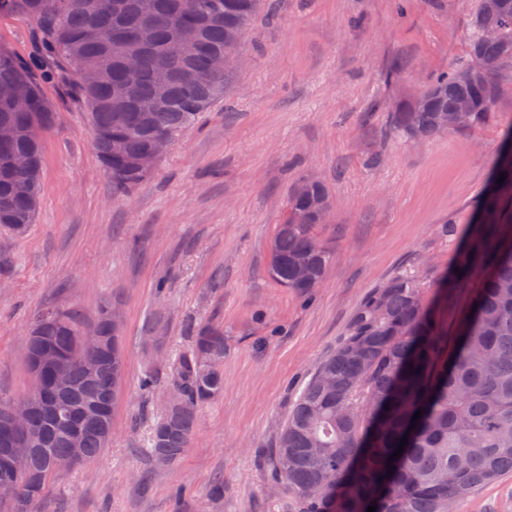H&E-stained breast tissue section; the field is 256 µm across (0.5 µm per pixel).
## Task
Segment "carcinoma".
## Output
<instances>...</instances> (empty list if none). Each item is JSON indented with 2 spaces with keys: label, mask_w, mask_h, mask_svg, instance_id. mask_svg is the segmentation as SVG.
Here are the masks:
<instances>
[{
  "label": "carcinoma",
  "mask_w": 512,
  "mask_h": 512,
  "mask_svg": "<svg viewBox=\"0 0 512 512\" xmlns=\"http://www.w3.org/2000/svg\"><path fill=\"white\" fill-rule=\"evenodd\" d=\"M262 0H0V15L30 18L41 53L23 61L0 47V124L21 134L0 140V230L15 235L38 209L42 133L55 112L42 82H64L90 115L95 150L112 192L124 195L148 176L132 168L158 139L174 142L201 112L224 97L228 71L215 56L240 42ZM494 9L501 27L486 39ZM197 32L176 44L186 26ZM470 61L422 85L420 100L388 113L391 135L425 141L484 125L503 94L499 72L512 64V0H477ZM172 73L167 103L156 110V77ZM467 105V113L458 111ZM121 150L113 152V143ZM480 219L450 228L458 242L436 279L402 273L356 308L344 339L299 391L273 450L276 473L296 497L297 512H458L479 489L512 473V163L499 157ZM326 185L305 179L289 193L271 242L269 273L303 295L321 287L332 251L318 236L316 204ZM462 274H457V271ZM92 328L98 345L76 356L81 319L48 308L32 323L28 352L48 346L70 359V387L55 405H30V451L15 499L0 512H41L51 462L71 452L54 419L79 407L107 412L85 426L80 468L112 438L114 381L123 376L121 336L109 306ZM224 332L190 327V345L167 373L183 406L163 412L148 455L177 461L190 447L199 410L224 391ZM419 420H413L417 411ZM408 438L402 455L390 456ZM394 465L389 472L388 465Z\"/></svg>",
  "instance_id": "carcinoma-1"
}]
</instances>
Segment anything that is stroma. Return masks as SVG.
I'll return each instance as SVG.
<instances>
[{
    "mask_svg": "<svg viewBox=\"0 0 512 512\" xmlns=\"http://www.w3.org/2000/svg\"><path fill=\"white\" fill-rule=\"evenodd\" d=\"M396 2L265 0L277 19L245 34L223 101L124 196L112 193L87 112L44 81L56 122L43 136L38 215L23 235L0 232V399L32 392L25 337L50 306L76 309L88 326L103 303L115 305L126 358L109 446L50 480L44 512H296L272 450L301 386L373 289L406 270L431 279L444 269L456 241L443 228L473 220L512 128L506 67L508 91L489 124L422 142L387 135L374 104L466 63L476 6L407 0L402 13ZM0 46L33 56L34 24L1 15ZM396 61L400 75L386 81ZM304 178L322 181L332 205L317 233L333 258L309 296L269 274L275 227ZM193 324L224 330V391L201 408L183 456L154 462L145 448L167 394L162 377ZM155 332L165 342L153 357L145 338ZM151 368L161 380L147 389ZM459 512H512V476Z\"/></svg>",
    "mask_w": 512,
    "mask_h": 512,
    "instance_id": "stroma-1",
    "label": "stroma"
}]
</instances>
